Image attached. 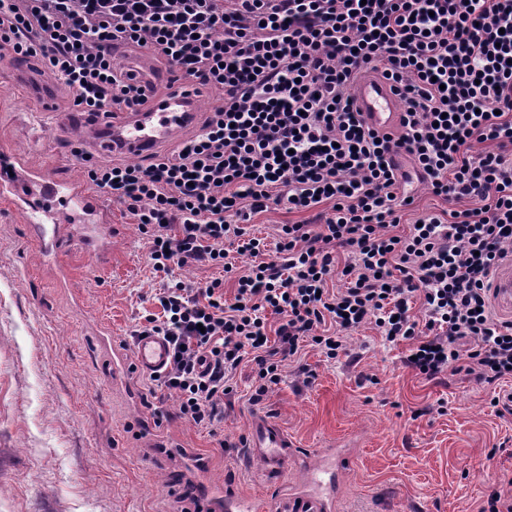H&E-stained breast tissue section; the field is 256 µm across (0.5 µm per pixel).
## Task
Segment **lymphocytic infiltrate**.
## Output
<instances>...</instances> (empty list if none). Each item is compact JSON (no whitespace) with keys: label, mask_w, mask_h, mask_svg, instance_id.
I'll return each instance as SVG.
<instances>
[{"label":"lymphocytic infiltrate","mask_w":512,"mask_h":512,"mask_svg":"<svg viewBox=\"0 0 512 512\" xmlns=\"http://www.w3.org/2000/svg\"><path fill=\"white\" fill-rule=\"evenodd\" d=\"M0 0V58L36 59L88 115L151 109L165 86L119 56L141 52L214 93L199 127L149 164L84 157L91 186L137 224L156 273L252 260L232 298L216 278L166 285L136 333L170 344L157 389L176 419L224 417L229 381L250 364L251 405L288 360L326 359L370 321L408 343L428 380L466 373L512 381V320L491 283L512 255V0ZM378 75L397 97V130L369 125L349 86ZM486 144L472 154L473 144ZM410 160L447 213L407 233L396 157ZM474 200L460 208L462 199ZM281 206L315 213L275 246L251 218ZM344 288L330 289L335 275Z\"/></svg>","instance_id":"lymphocytic-infiltrate-1"}]
</instances>
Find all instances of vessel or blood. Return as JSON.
Wrapping results in <instances>:
<instances>
[{
  "label": "vessel or blood",
  "instance_id": "1",
  "mask_svg": "<svg viewBox=\"0 0 512 512\" xmlns=\"http://www.w3.org/2000/svg\"><path fill=\"white\" fill-rule=\"evenodd\" d=\"M201 94L193 83L181 78L171 81L168 98L160 111L133 112L108 110L96 116L73 113L69 122L58 126L57 134L72 140L74 126H84L93 133L89 145L94 156L122 154L139 159L157 154L185 127L196 120L195 105ZM355 104L364 119L381 129L389 128L394 117L395 98L387 84L365 79L354 90ZM0 199L11 203L27 225L32 240L54 264L69 270L71 251L69 231L64 218L85 225L89 233L84 244L93 258H101L106 241L112 238L108 212L99 197L79 184H64L48 171L30 167L24 158L8 146L0 147ZM135 372L151 376L164 371L170 347L167 341L153 334L134 337ZM253 462L267 480L276 481L288 468V456L294 448L286 434L272 421L256 420L249 438ZM348 457L325 448L316 458L308 460L305 481L300 491L282 494L279 512H327L328 489L334 487ZM213 512H263L262 500L245 496H210Z\"/></svg>",
  "mask_w": 512,
  "mask_h": 512
}]
</instances>
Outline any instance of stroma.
<instances>
[{"label":"stroma","instance_id":"35a3bbf8","mask_svg":"<svg viewBox=\"0 0 512 512\" xmlns=\"http://www.w3.org/2000/svg\"><path fill=\"white\" fill-rule=\"evenodd\" d=\"M12 67L0 60V142L62 182L85 181L53 125L31 137L27 116L38 105ZM108 207L111 265L74 248L79 275L62 287L0 200V512H173L177 477L275 505L277 489L243 461L258 417L299 447L350 449L336 512H479L491 488L512 486V420L493 411V387L463 373L416 376L403 364L405 345L371 324L352 331L339 360L305 349L259 406L248 402L255 375L241 366L233 407L209 430L175 420L174 393L158 392L148 409L149 378L137 377L134 398H125L112 348L131 350V332L159 312L154 295L165 282L137 225L118 203ZM302 363L315 373L311 383L298 374ZM158 409L169 421L156 423ZM168 440L194 448L205 469L163 451Z\"/></svg>","mask_w":512,"mask_h":512}]
</instances>
